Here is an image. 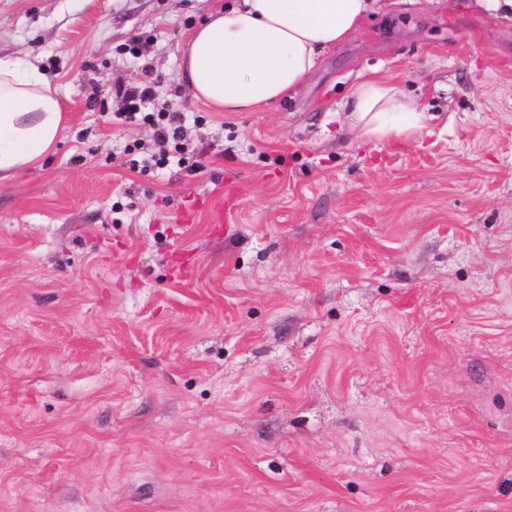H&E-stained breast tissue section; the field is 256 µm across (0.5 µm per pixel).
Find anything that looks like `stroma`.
Masks as SVG:
<instances>
[{"label":"stroma","mask_w":512,"mask_h":512,"mask_svg":"<svg viewBox=\"0 0 512 512\" xmlns=\"http://www.w3.org/2000/svg\"><path fill=\"white\" fill-rule=\"evenodd\" d=\"M224 3L0 0L65 110L0 182V512H512V21L384 0L216 112L180 47ZM151 74L184 162L101 108ZM364 77L427 128L358 137Z\"/></svg>","instance_id":"1"}]
</instances>
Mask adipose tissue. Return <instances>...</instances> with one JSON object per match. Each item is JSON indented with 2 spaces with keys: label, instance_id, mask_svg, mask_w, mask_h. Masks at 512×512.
<instances>
[{
  "label": "adipose tissue",
  "instance_id": "obj_1",
  "mask_svg": "<svg viewBox=\"0 0 512 512\" xmlns=\"http://www.w3.org/2000/svg\"><path fill=\"white\" fill-rule=\"evenodd\" d=\"M379 7L380 0H233L195 28L181 68L193 96L216 111L269 107ZM351 98L361 137L382 140L426 125V113L389 80H363ZM62 130L58 90L37 62L27 55L0 58V181L38 166Z\"/></svg>",
  "mask_w": 512,
  "mask_h": 512
}]
</instances>
